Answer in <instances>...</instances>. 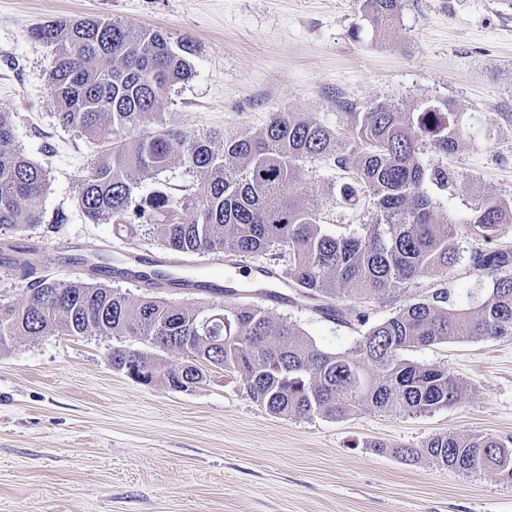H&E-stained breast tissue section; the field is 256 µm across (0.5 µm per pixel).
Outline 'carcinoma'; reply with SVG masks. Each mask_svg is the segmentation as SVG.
<instances>
[{
	"label": "carcinoma",
	"instance_id": "carcinoma-1",
	"mask_svg": "<svg viewBox=\"0 0 512 512\" xmlns=\"http://www.w3.org/2000/svg\"><path fill=\"white\" fill-rule=\"evenodd\" d=\"M373 31L397 23L402 0H363ZM31 38L53 49L49 88L59 122L112 143L79 187V204L92 221L112 222L134 235L149 226L166 249L228 256L275 252L287 259L288 279L315 310L344 324L366 323V313L343 303L352 296L388 302L409 281L445 277L456 263L459 225L434 222L427 186L455 192L454 171L428 167L419 156L457 151L469 136L447 101L418 112L376 104L354 112L341 133L286 109L272 113L257 134L241 133L215 147L213 138L174 129L145 134L158 122V104L191 74L192 46L107 17L46 21ZM334 158L351 174L343 186L350 206L372 200L376 217L348 235L325 231L307 192L301 162ZM175 162L201 174L197 189L180 197L164 190L133 202L137 180ZM45 169L13 145L9 115L0 113V227L22 228L43 219ZM512 223V199L484 196L466 232L487 240ZM477 271L494 277L493 293L475 313L447 307L448 289L411 298L372 325L348 352L319 349L296 324L275 320L260 306L229 298L203 309L178 307L159 297L132 303L102 284L39 277L18 305L0 304V349L20 337L134 336L159 350H176L183 363L161 368L139 349H112V367L126 363L147 377L186 391L213 367L240 376L247 393L283 417L322 414L344 418L356 409L427 414L455 405L464 384L435 367L404 357L412 348L459 339L512 337V250L473 252ZM211 321L202 326L200 318ZM371 364L375 371L369 372ZM405 458L470 475L486 470L512 483V450L479 433L440 434L421 448H399Z\"/></svg>",
	"mask_w": 512,
	"mask_h": 512
}]
</instances>
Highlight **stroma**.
Here are the masks:
<instances>
[{
	"label": "stroma",
	"instance_id": "1",
	"mask_svg": "<svg viewBox=\"0 0 512 512\" xmlns=\"http://www.w3.org/2000/svg\"><path fill=\"white\" fill-rule=\"evenodd\" d=\"M95 16L192 42L191 77L158 107L165 126L220 144L283 109L343 132L351 113L379 103L412 111L447 101L471 136L447 159L461 189L428 190L435 219L462 225L478 197L512 198V0H402L381 37L362 0H0V113L12 117L15 147L47 174L42 222L0 227V245L49 247L39 274L95 280L71 256L106 257L122 243L167 254L154 234H119L79 204L81 181L109 145L58 121L51 50L29 30ZM302 172L327 232L372 223L371 203L353 210L342 202L346 175L333 159L304 161ZM455 245L448 306L475 312L493 279L472 270L471 255L512 248V223L492 241L462 233ZM169 256L164 270L174 277L200 278L229 263L220 253ZM236 263L233 285L247 301L296 323L320 348L343 353L360 338L306 302L260 295L253 265L281 270L282 260ZM139 346L131 336L50 335L0 351V512H512V483L496 472L466 476L397 454L443 433L512 440V338L408 351L464 382L452 407L361 409L342 419L271 414L216 368L188 391L135 383L113 368L111 353Z\"/></svg>",
	"mask_w": 512,
	"mask_h": 512
}]
</instances>
